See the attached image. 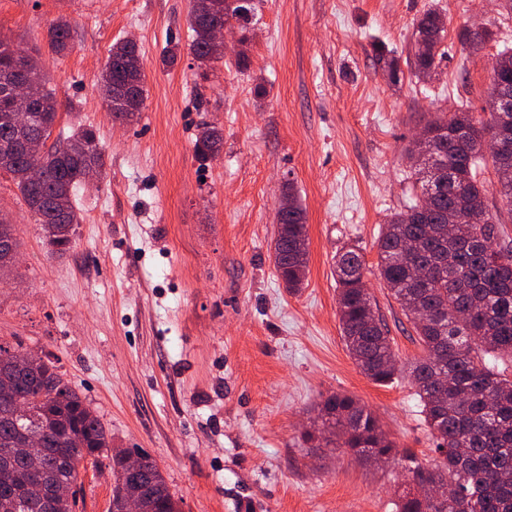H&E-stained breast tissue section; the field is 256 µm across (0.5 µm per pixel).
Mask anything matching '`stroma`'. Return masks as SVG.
Returning a JSON list of instances; mask_svg holds the SVG:
<instances>
[{"label": "stroma", "instance_id": "35a3bbf8", "mask_svg": "<svg viewBox=\"0 0 512 512\" xmlns=\"http://www.w3.org/2000/svg\"><path fill=\"white\" fill-rule=\"evenodd\" d=\"M244 47L199 65L188 49L189 0H0V34L39 60L61 103L55 134L93 128L103 175L80 186L73 246L51 252L9 174L0 217L14 224L18 276L0 280V340L50 359L112 434L146 451L181 512H395L400 464L316 448L329 396H354L400 450L424 459L434 440L407 372L380 385L340 333L336 253L361 250L365 280L401 363L421 347L380 283L376 241L417 190L407 148L441 112L483 121L492 68L512 47L495 0H255ZM447 19L433 80L413 74L414 30L427 9ZM72 45L52 52L57 17ZM493 33L475 55L457 34ZM134 39L144 105L113 120L101 73L114 42ZM403 72L388 82L376 45ZM175 48L174 65L162 63ZM245 52L247 67L236 64ZM224 141L202 160L201 124ZM306 211L304 287L288 292L272 241L281 196ZM74 512H109L107 457L79 468Z\"/></svg>", "mask_w": 512, "mask_h": 512}]
</instances>
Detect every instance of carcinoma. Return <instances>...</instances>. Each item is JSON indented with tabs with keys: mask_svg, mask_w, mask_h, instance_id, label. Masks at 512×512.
Returning <instances> with one entry per match:
<instances>
[{
	"mask_svg": "<svg viewBox=\"0 0 512 512\" xmlns=\"http://www.w3.org/2000/svg\"><path fill=\"white\" fill-rule=\"evenodd\" d=\"M244 5L223 0L211 11L208 0H194L188 17L189 51L208 66L224 59L211 41L216 23L235 18ZM442 14L429 9L415 28V76H432L444 39ZM51 51L68 50L71 33L60 17L47 28ZM462 48L476 52L490 39V32L463 29ZM376 57L389 80L400 81L397 60L385 47L376 46ZM136 47L118 41L112 45L101 76V91L113 119L134 117L131 99L144 103L143 77L132 65ZM30 55L0 36V144L10 146L0 157L28 210L41 225L46 245L54 253L72 246L73 226L81 216L74 191L87 169L100 173L104 155L95 131L79 126L71 135L48 143L60 104L47 88L45 75L26 67ZM10 81L38 84L34 118L29 129L8 120L11 101L4 93ZM492 82L512 84V48L498 54ZM492 124L471 112L438 117L423 128L438 157L437 173L427 177L416 164L419 196L404 210L390 215L377 240L378 269L383 286L413 324L424 355L407 368L419 397L425 422L435 438V457L424 462L414 454L401 456L407 471L406 487L397 512H512V375L499 363L512 362V244L479 203L490 186L479 178L486 132ZM221 131L207 124L201 128L195 149L199 157L220 149ZM41 147L42 174L28 175L32 147ZM498 192L512 206V154L490 151ZM288 210L276 214L273 260L281 280L295 291L307 269L306 213L293 190L286 193ZM0 251L18 252L11 224H0ZM365 261L355 249L336 255L339 317L346 346L362 372L373 382L386 384L397 372L396 353L389 330L374 309L364 282ZM15 349L0 341V386L23 390L28 400L22 414L14 416L10 404L0 399V454L19 445L22 431L44 436L47 463L37 474L44 496L26 491L27 461L18 456L0 457V512H73L76 502L61 503L53 497L56 485L76 484V458L85 453L112 452V435L99 415L69 386L50 360L19 364ZM324 430L309 431L314 441L328 431L332 444L360 460L363 453L385 462L396 460V446L378 417L356 398L336 393L322 407ZM112 498L116 499L129 477L121 453L112 452ZM148 495V512H180L159 470L146 465L139 476ZM434 481L451 490L444 500L420 497L415 488Z\"/></svg>",
	"mask_w": 512,
	"mask_h": 512,
	"instance_id": "cac0c4a2",
	"label": "carcinoma"
}]
</instances>
